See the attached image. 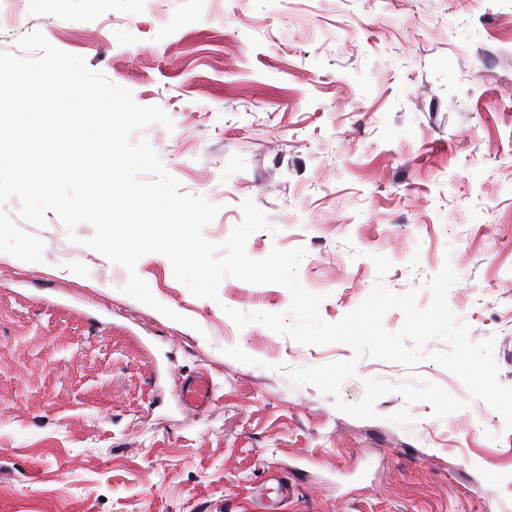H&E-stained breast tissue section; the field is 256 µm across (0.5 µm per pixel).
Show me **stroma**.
Masks as SVG:
<instances>
[{
	"mask_svg": "<svg viewBox=\"0 0 512 512\" xmlns=\"http://www.w3.org/2000/svg\"><path fill=\"white\" fill-rule=\"evenodd\" d=\"M0 52L40 31L163 109L139 130L184 193L217 203L223 243L252 200L254 259L305 248L298 279L328 323L376 282L446 301L494 341L512 386V0H0ZM236 182L224 195L225 181ZM0 206V512H512V430L453 373L357 360L338 396L291 379L352 358L227 309L286 311L289 291L227 277L195 297L167 257L127 271ZM392 269L377 278L373 256ZM137 274L160 302L124 293ZM183 315L176 322L163 308ZM207 373L203 412L179 382Z\"/></svg>",
	"mask_w": 512,
	"mask_h": 512,
	"instance_id": "stroma-1",
	"label": "stroma"
}]
</instances>
